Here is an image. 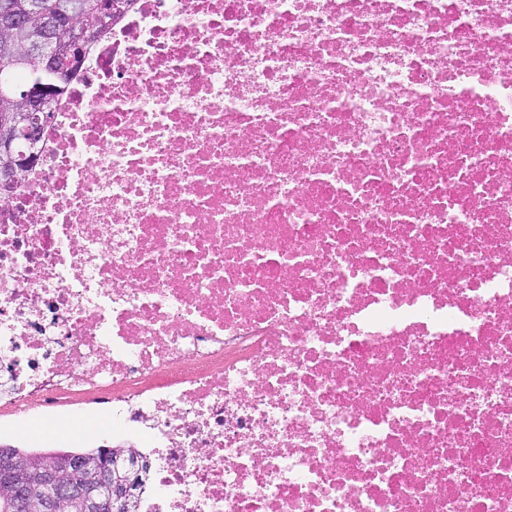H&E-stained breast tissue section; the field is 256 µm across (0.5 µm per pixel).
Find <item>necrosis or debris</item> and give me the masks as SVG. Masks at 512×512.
Masks as SVG:
<instances>
[{
  "label": "necrosis or debris",
  "instance_id": "necrosis-or-debris-1",
  "mask_svg": "<svg viewBox=\"0 0 512 512\" xmlns=\"http://www.w3.org/2000/svg\"><path fill=\"white\" fill-rule=\"evenodd\" d=\"M93 402L142 512H512V0H135L0 198V410Z\"/></svg>",
  "mask_w": 512,
  "mask_h": 512
}]
</instances>
